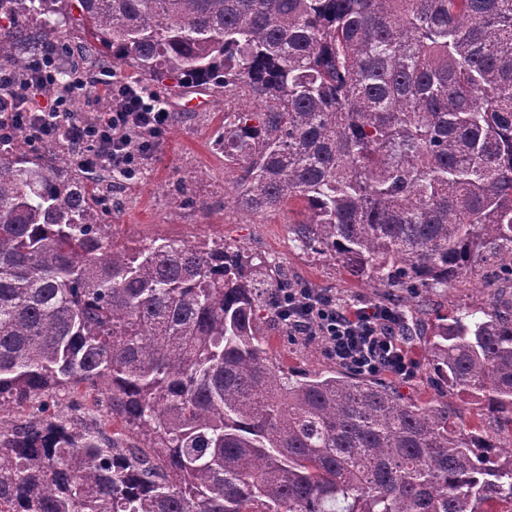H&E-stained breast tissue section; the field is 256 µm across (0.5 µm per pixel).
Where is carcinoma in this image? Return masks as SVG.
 I'll return each mask as SVG.
<instances>
[{
	"label": "carcinoma",
	"mask_w": 512,
	"mask_h": 512,
	"mask_svg": "<svg viewBox=\"0 0 512 512\" xmlns=\"http://www.w3.org/2000/svg\"><path fill=\"white\" fill-rule=\"evenodd\" d=\"M64 0H0L23 76ZM139 81L238 99L213 140L251 215L403 313L512 281V0H79ZM91 176L0 148V512H486L512 449L448 402L346 368L296 377L258 333L294 288L224 242L127 246ZM437 383L512 431V299L419 335ZM82 388L99 410L59 394ZM118 421L119 431L109 429Z\"/></svg>",
	"instance_id": "cac0c4a2"
}]
</instances>
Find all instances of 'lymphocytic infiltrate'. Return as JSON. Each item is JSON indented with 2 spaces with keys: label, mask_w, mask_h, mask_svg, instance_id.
<instances>
[{
  "label": "lymphocytic infiltrate",
  "mask_w": 512,
  "mask_h": 512,
  "mask_svg": "<svg viewBox=\"0 0 512 512\" xmlns=\"http://www.w3.org/2000/svg\"><path fill=\"white\" fill-rule=\"evenodd\" d=\"M56 57V48H45L30 60L22 81L11 68L0 66V144L19 134L31 143L47 144L64 124L76 146L71 156L75 165L137 171L143 157L130 152L125 136L135 130L146 144H154L170 122L168 109L139 81L112 78L101 83L106 110L91 119L73 120L69 99L86 92L89 82L76 78L67 94H56ZM279 308L294 335L320 338L340 365L370 375L407 377L413 372L401 340V321L383 304L357 307L314 288H291L280 293Z\"/></svg>",
  "instance_id": "f902f5d3"
}]
</instances>
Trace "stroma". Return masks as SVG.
Masks as SVG:
<instances>
[{"label": "stroma", "mask_w": 512, "mask_h": 512, "mask_svg": "<svg viewBox=\"0 0 512 512\" xmlns=\"http://www.w3.org/2000/svg\"><path fill=\"white\" fill-rule=\"evenodd\" d=\"M65 38L68 51L61 67L84 72L90 78L115 74L132 76L126 66H118L111 48L102 46L80 21L78 0H66ZM159 96L169 111L179 118L156 140L152 158L136 176L105 182L103 196L111 199L108 222L113 235L136 246L164 237L170 239H216L241 246L254 256L276 258L287 267L290 278L313 288L332 293L351 303H378L382 291L352 279L336 262L299 248L289 231L291 223L302 220V206L293 202L282 209L261 216H249L225 205L228 174L224 157L212 148L213 135L224 121V99L216 97L205 112L179 113L177 93L160 90ZM205 171L195 179L196 171ZM176 221H169L170 212ZM503 288L502 283L461 279L431 294L422 295L420 307L424 320L434 319L456 309L488 306ZM261 330L270 353L282 367L299 375L333 367L334 361L317 337L284 336L269 322ZM415 364L413 376L394 380L393 385L412 402L436 397L437 388L423 361L421 348L410 350Z\"/></svg>", "instance_id": "1"}]
</instances>
